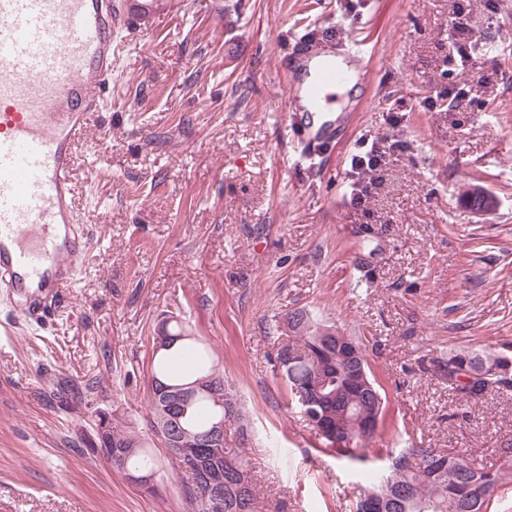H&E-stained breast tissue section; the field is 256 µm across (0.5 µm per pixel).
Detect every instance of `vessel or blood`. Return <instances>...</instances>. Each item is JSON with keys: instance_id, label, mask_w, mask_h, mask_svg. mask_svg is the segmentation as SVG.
<instances>
[{"instance_id": "b4317fda", "label": "vessel or blood", "mask_w": 512, "mask_h": 512, "mask_svg": "<svg viewBox=\"0 0 512 512\" xmlns=\"http://www.w3.org/2000/svg\"><path fill=\"white\" fill-rule=\"evenodd\" d=\"M112 25L110 0H0V288L23 293L30 319L72 286L70 259L90 246L78 231L73 165L112 83ZM364 58L356 45L323 54L296 44L290 72L310 71L292 91L302 146L343 137L335 121L314 125L313 113L351 82L347 61Z\"/></svg>"}]
</instances>
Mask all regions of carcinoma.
<instances>
[{"mask_svg": "<svg viewBox=\"0 0 512 512\" xmlns=\"http://www.w3.org/2000/svg\"><path fill=\"white\" fill-rule=\"evenodd\" d=\"M284 329L290 341L279 349L277 361L289 390L288 406L303 413L302 398H317L313 382L317 374L329 377V387L320 399V411L329 427L341 426L351 433H358L364 424L381 418L386 396L375 399L363 383L354 378L350 367L341 358L336 338L324 336L331 326L312 313L295 309L285 316ZM171 342L154 350L156 359L151 369L148 409L150 425L161 423L167 410L169 389L192 385L210 379L216 392L223 398L218 404L213 396L200 394L176 414L169 431L182 429L189 438L196 439L207 433L218 417L229 420L240 415L237 400L226 392L224 376L211 362L204 345L186 336L181 321L171 317L163 325ZM509 355L485 348H463L448 352V365L454 370L481 368L489 374L488 382L479 386L454 387L458 400L467 406L484 398L494 389L511 388L512 382H502L498 369ZM143 434L114 417L109 419L107 430L88 442V453L100 457L122 474L139 473L158 469L148 449L138 447ZM326 450L338 459L350 463L367 464L371 461L366 449L353 445L336 446L325 440ZM176 472L188 476L181 492L187 512H202L200 497L209 480L224 476V512H255L259 492L247 462L238 455L222 456L200 450L197 461L185 465L176 454H170ZM512 478V473L501 467L479 466L466 451L444 453L435 448H423L416 443L397 452H390L378 467L376 481L363 487L359 498L368 495L383 504L386 512H488L498 490Z\"/></svg>", "mask_w": 512, "mask_h": 512, "instance_id": "carcinoma-1", "label": "carcinoma"}]
</instances>
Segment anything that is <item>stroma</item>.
Here are the masks:
<instances>
[{
  "label": "stroma",
  "instance_id": "obj_1",
  "mask_svg": "<svg viewBox=\"0 0 512 512\" xmlns=\"http://www.w3.org/2000/svg\"><path fill=\"white\" fill-rule=\"evenodd\" d=\"M181 0L113 30L112 84L79 145L74 203L87 252L47 321L0 288V512H187L164 449L157 492L87 452L96 411L146 430L157 326L181 314L243 417L224 446L250 461L258 512H349L365 479L288 408L275 357L304 308L361 337L387 394L371 450L414 439L512 448V389L452 417L446 374L422 356L512 352V0ZM466 10L484 81L446 67ZM361 40L369 62L341 142L304 156L287 122L297 41ZM480 108L449 110L448 86ZM393 146L367 212L348 203L363 143ZM498 199L475 217L462 193Z\"/></svg>",
  "mask_w": 512,
  "mask_h": 512
}]
</instances>
